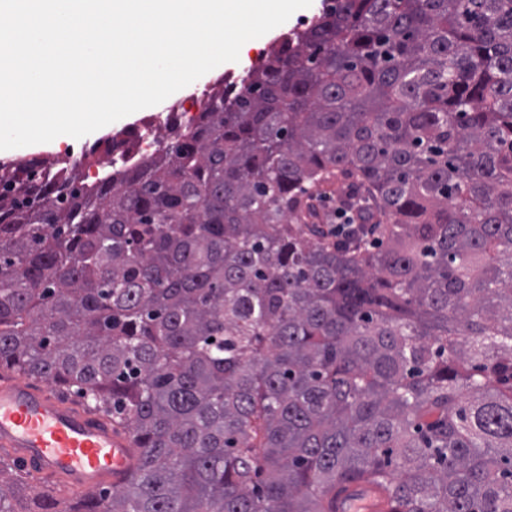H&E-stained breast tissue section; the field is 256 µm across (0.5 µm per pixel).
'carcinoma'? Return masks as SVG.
Instances as JSON below:
<instances>
[{"mask_svg":"<svg viewBox=\"0 0 512 512\" xmlns=\"http://www.w3.org/2000/svg\"><path fill=\"white\" fill-rule=\"evenodd\" d=\"M167 123L0 167V370L136 448L70 512H512V0H323ZM155 117L147 125L142 126L134 133L130 139L127 151L122 154H143V152H148L149 149L154 147L157 138L164 130V122L161 115H155Z\"/></svg>","mask_w":512,"mask_h":512,"instance_id":"obj_1","label":"carcinoma"}]
</instances>
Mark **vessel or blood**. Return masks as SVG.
Returning <instances> with one entry per match:
<instances>
[{
  "label": "vessel or blood",
  "mask_w": 512,
  "mask_h": 512,
  "mask_svg": "<svg viewBox=\"0 0 512 512\" xmlns=\"http://www.w3.org/2000/svg\"><path fill=\"white\" fill-rule=\"evenodd\" d=\"M0 451L80 491L119 482L135 462L128 436L47 389L18 380L0 382Z\"/></svg>",
  "instance_id": "1"
}]
</instances>
